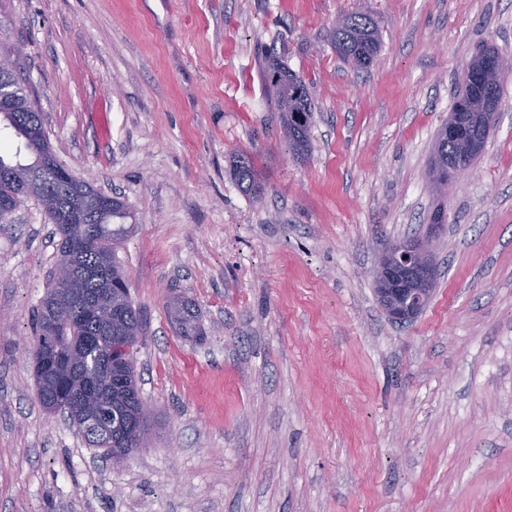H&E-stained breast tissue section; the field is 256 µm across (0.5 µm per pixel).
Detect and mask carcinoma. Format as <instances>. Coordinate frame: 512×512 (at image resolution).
I'll return each instance as SVG.
<instances>
[{"label": "carcinoma", "instance_id": "obj_1", "mask_svg": "<svg viewBox=\"0 0 512 512\" xmlns=\"http://www.w3.org/2000/svg\"><path fill=\"white\" fill-rule=\"evenodd\" d=\"M331 43L337 55L356 68L369 67L378 53L380 39L372 20L360 12L343 17L331 33ZM280 125L288 144L299 159L310 152L309 131L312 123V103L305 82L297 75L277 64L268 69ZM476 92L463 86L457 96L454 111L468 112L474 106ZM43 125L41 114L16 107L0 108V126L12 130L18 140L12 157L0 155V200L25 198L40 200L41 195L55 196L60 202L57 212L48 213L61 237L57 249V269H70L78 279L80 296L67 300L64 289L55 283L47 289L34 314L35 335L44 331V323L60 306L71 303L80 309L86 300H106V289H111L115 308L113 329L101 325L97 318L85 319L80 333L86 340L84 359L78 367L76 383L66 388L48 375L34 373L37 397L41 406L49 411L66 415L70 424L88 445L101 448L112 455V449L123 448L131 453L148 444L153 428L151 411L137 386L136 367L126 369L113 363L114 336H142L147 317L134 306L129 293L126 272L114 259L115 247L125 239L129 228L114 220L127 216L124 203L110 199L101 211L88 212L86 224L96 233L80 249L71 245L75 227L67 223L68 216L85 206L97 190L87 181L72 176L63 177L65 166L50 148L48 140L35 144L28 133ZM455 151V145L444 139L438 131L434 145L433 163H439ZM234 178L247 194L257 198L262 189L254 166L246 159L238 161ZM169 320L183 336H198V313L195 305L179 297L166 303Z\"/></svg>", "mask_w": 512, "mask_h": 512}]
</instances>
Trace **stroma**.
Listing matches in <instances>:
<instances>
[{
    "label": "stroma",
    "mask_w": 512,
    "mask_h": 512,
    "mask_svg": "<svg viewBox=\"0 0 512 512\" xmlns=\"http://www.w3.org/2000/svg\"><path fill=\"white\" fill-rule=\"evenodd\" d=\"M354 11L381 36L364 71L330 40ZM1 44L25 47L58 160L129 212L156 429L116 466L39 403L59 237L26 202L0 222V512H512V71L474 176H424L469 60H512V0H0ZM271 57L312 101L304 162ZM439 206L433 295L393 322L373 271ZM174 295L202 337L175 333ZM237 163L233 173L235 180L245 193L252 195L253 198H258L262 189L254 166L246 159L238 160ZM63 288L67 287L60 286L57 280H55L54 284L47 289L46 294L37 306L34 314L36 340L44 331L45 320L52 316L57 308L67 303V297Z\"/></svg>",
    "instance_id": "stroma-1"
}]
</instances>
